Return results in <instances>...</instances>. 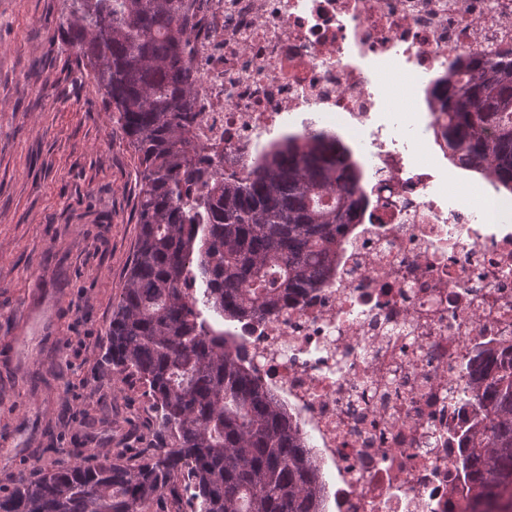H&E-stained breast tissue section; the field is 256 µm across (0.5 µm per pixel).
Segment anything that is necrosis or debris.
Here are the masks:
<instances>
[{"label": "necrosis or debris", "instance_id": "necrosis-or-debris-1", "mask_svg": "<svg viewBox=\"0 0 512 512\" xmlns=\"http://www.w3.org/2000/svg\"><path fill=\"white\" fill-rule=\"evenodd\" d=\"M194 136L244 169L275 133L337 126L367 167L334 272L235 324L244 365L297 422L324 512H469L476 366L512 344V198L441 184L449 62L512 52V0H189ZM425 86L413 111L397 88Z\"/></svg>", "mask_w": 512, "mask_h": 512}]
</instances>
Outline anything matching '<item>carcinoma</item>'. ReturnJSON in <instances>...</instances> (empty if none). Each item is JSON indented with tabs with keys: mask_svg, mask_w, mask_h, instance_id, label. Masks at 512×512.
<instances>
[{
	"mask_svg": "<svg viewBox=\"0 0 512 512\" xmlns=\"http://www.w3.org/2000/svg\"><path fill=\"white\" fill-rule=\"evenodd\" d=\"M191 29L185 0H71L59 28L139 162V238L103 362L148 388L158 450L20 477L0 512H157L182 491L190 512H321L324 485L292 416L224 323L318 285L364 198L363 170L320 133L270 140L245 174L203 164L198 79L181 59ZM440 81L452 88L436 118L448 157L512 192V56L460 58ZM472 395L489 407L468 433L472 497L512 512V358Z\"/></svg>",
	"mask_w": 512,
	"mask_h": 512,
	"instance_id": "cac0c4a2",
	"label": "carcinoma"
}]
</instances>
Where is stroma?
Listing matches in <instances>:
<instances>
[{
    "mask_svg": "<svg viewBox=\"0 0 512 512\" xmlns=\"http://www.w3.org/2000/svg\"><path fill=\"white\" fill-rule=\"evenodd\" d=\"M61 20L62 0H0V492L102 446L157 445L148 389L102 360L138 158Z\"/></svg>",
    "mask_w": 512,
    "mask_h": 512,
    "instance_id": "stroma-1",
    "label": "stroma"
}]
</instances>
